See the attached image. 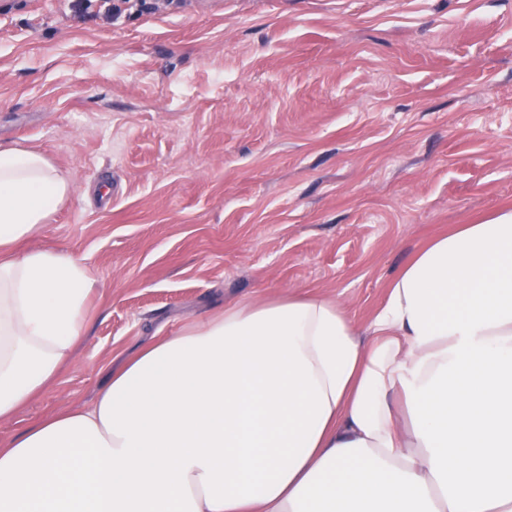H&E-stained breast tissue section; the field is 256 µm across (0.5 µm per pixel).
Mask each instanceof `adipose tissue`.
Instances as JSON below:
<instances>
[{"label":"adipose tissue","mask_w":512,"mask_h":512,"mask_svg":"<svg viewBox=\"0 0 512 512\" xmlns=\"http://www.w3.org/2000/svg\"><path fill=\"white\" fill-rule=\"evenodd\" d=\"M72 196L45 152L0 145V421L84 333L83 264L17 249ZM0 512H512V213L432 239L367 333L288 292L140 347L0 442Z\"/></svg>","instance_id":"adipose-tissue-1"}]
</instances>
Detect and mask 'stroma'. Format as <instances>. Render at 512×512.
Wrapping results in <instances>:
<instances>
[{
  "label": "stroma",
  "mask_w": 512,
  "mask_h": 512,
  "mask_svg": "<svg viewBox=\"0 0 512 512\" xmlns=\"http://www.w3.org/2000/svg\"><path fill=\"white\" fill-rule=\"evenodd\" d=\"M0 144L69 179L35 244L97 288L2 442L233 302L365 329L432 238L512 211V0H0Z\"/></svg>",
  "instance_id": "1"
}]
</instances>
